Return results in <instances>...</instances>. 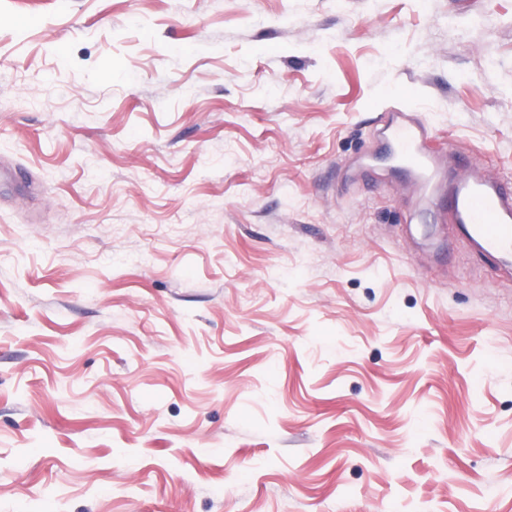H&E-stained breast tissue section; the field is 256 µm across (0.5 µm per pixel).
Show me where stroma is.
<instances>
[{
	"label": "stroma",
	"mask_w": 512,
	"mask_h": 512,
	"mask_svg": "<svg viewBox=\"0 0 512 512\" xmlns=\"http://www.w3.org/2000/svg\"><path fill=\"white\" fill-rule=\"evenodd\" d=\"M394 109L512 178V0H0V512H512Z\"/></svg>",
	"instance_id": "stroma-1"
}]
</instances>
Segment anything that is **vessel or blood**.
Here are the masks:
<instances>
[{
	"label": "vessel or blood",
	"instance_id": "b4317fda",
	"mask_svg": "<svg viewBox=\"0 0 512 512\" xmlns=\"http://www.w3.org/2000/svg\"><path fill=\"white\" fill-rule=\"evenodd\" d=\"M384 130L385 146L401 171L415 183L431 185L435 205L458 235L475 251L496 255L502 269L512 268V187L474 160L440 182V163L456 150L430 151L429 127L411 114L390 112Z\"/></svg>",
	"mask_w": 512,
	"mask_h": 512
}]
</instances>
